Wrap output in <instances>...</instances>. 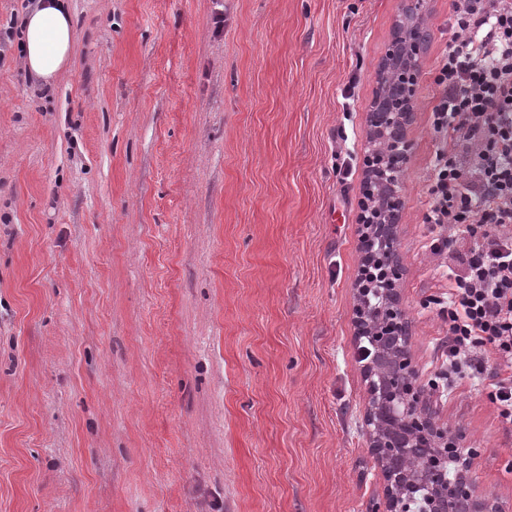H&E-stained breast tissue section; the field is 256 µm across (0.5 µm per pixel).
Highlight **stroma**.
Listing matches in <instances>:
<instances>
[{"label":"stroma","mask_w":512,"mask_h":512,"mask_svg":"<svg viewBox=\"0 0 512 512\" xmlns=\"http://www.w3.org/2000/svg\"><path fill=\"white\" fill-rule=\"evenodd\" d=\"M66 3L47 85L28 0H0V512H372L358 215L401 0ZM449 14L430 0L395 243L423 390L448 334L422 217ZM428 403L512 512V430L479 386ZM21 42L27 70L50 84L69 65L75 30L65 0H37L26 13Z\"/></svg>","instance_id":"1"}]
</instances>
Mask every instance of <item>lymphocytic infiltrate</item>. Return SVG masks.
Returning a JSON list of instances; mask_svg holds the SVG:
<instances>
[{"label": "lymphocytic infiltrate", "instance_id": "f902f5d3", "mask_svg": "<svg viewBox=\"0 0 512 512\" xmlns=\"http://www.w3.org/2000/svg\"><path fill=\"white\" fill-rule=\"evenodd\" d=\"M448 29L432 82L439 146L423 221L437 230L431 252H451L461 271L434 300L448 323L434 385L478 380L512 427V0H451Z\"/></svg>", "mask_w": 512, "mask_h": 512}]
</instances>
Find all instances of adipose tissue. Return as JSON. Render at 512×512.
Masks as SVG:
<instances>
[{"label":"adipose tissue","instance_id":"1","mask_svg":"<svg viewBox=\"0 0 512 512\" xmlns=\"http://www.w3.org/2000/svg\"><path fill=\"white\" fill-rule=\"evenodd\" d=\"M21 42L27 70L44 83H52L69 65L75 42L65 0H36L23 19Z\"/></svg>","mask_w":512,"mask_h":512}]
</instances>
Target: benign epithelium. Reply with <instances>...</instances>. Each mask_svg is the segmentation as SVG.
Masks as SVG:
<instances>
[{
  "label": "benign epithelium",
  "mask_w": 512,
  "mask_h": 512,
  "mask_svg": "<svg viewBox=\"0 0 512 512\" xmlns=\"http://www.w3.org/2000/svg\"><path fill=\"white\" fill-rule=\"evenodd\" d=\"M427 0H402L387 50L378 70L374 104L367 112L370 149L366 169L370 181L386 184L384 209L361 200L362 212L372 211L377 223L369 225L368 246L393 245L401 224L400 175L413 150L410 130L414 123V101L420 77V58L425 49L420 33L425 29ZM398 289L387 288L381 302L370 306L360 295L355 323L362 336L378 337L370 327V316L390 319L401 312ZM401 341L397 355L401 369L392 377L382 376L381 364L365 369L369 399L364 426L384 479L382 507L374 512H412L410 500L423 490L422 512H449V506H464V512H503L497 498L479 490L472 471L471 453L465 437L438 425L415 386L416 372L408 353V329L397 323Z\"/></svg>",
  "instance_id": "benign-epithelium-1"
}]
</instances>
